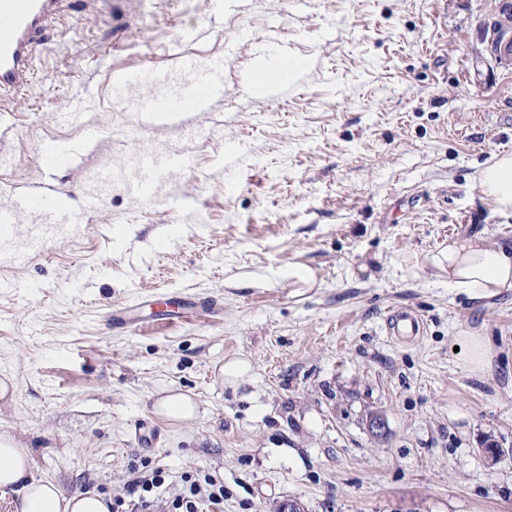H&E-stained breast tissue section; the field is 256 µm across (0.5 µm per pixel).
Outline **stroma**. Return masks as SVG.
Returning a JSON list of instances; mask_svg holds the SVG:
<instances>
[{
  "instance_id": "obj_1",
  "label": "stroma",
  "mask_w": 512,
  "mask_h": 512,
  "mask_svg": "<svg viewBox=\"0 0 512 512\" xmlns=\"http://www.w3.org/2000/svg\"><path fill=\"white\" fill-rule=\"evenodd\" d=\"M503 2L128 0L90 16L75 0L0 138V208L34 191L98 200L81 233L0 262V376L16 387L0 432L36 477L125 499L160 469L168 499L206 473L224 485L209 512H512V293L472 299L432 264L459 235L512 247V217L477 183L512 153V66L482 37ZM267 40L306 61L275 100L248 83ZM185 56L226 58L223 96L140 127L112 80L137 94L141 74L181 72ZM47 139L86 148L47 177ZM230 139L231 194L214 170ZM146 152L188 157L166 185L181 209L125 190ZM108 307L126 332H107ZM399 308L422 335L388 334ZM468 335L494 344L484 378L454 350ZM242 357L249 376L224 383ZM164 385L199 417L157 416Z\"/></svg>"
}]
</instances>
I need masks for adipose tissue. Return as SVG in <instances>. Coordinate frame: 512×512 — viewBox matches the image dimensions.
Segmentation results:
<instances>
[{
  "label": "adipose tissue",
  "instance_id": "adipose-tissue-1",
  "mask_svg": "<svg viewBox=\"0 0 512 512\" xmlns=\"http://www.w3.org/2000/svg\"><path fill=\"white\" fill-rule=\"evenodd\" d=\"M478 182L483 194L501 213H512V154H501L484 168ZM447 273L448 285L474 299H491L512 292V248L473 234L449 241L433 259ZM28 449L12 433L0 434V488L15 489L18 512H110L105 495L65 493L56 481L32 474Z\"/></svg>",
  "mask_w": 512,
  "mask_h": 512
}]
</instances>
